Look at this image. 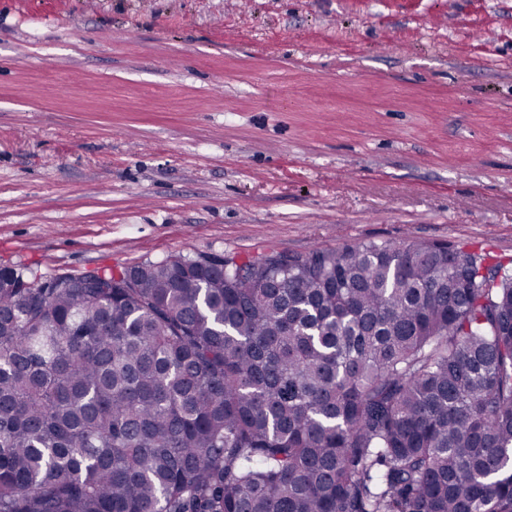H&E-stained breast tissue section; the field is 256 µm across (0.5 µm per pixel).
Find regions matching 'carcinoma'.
<instances>
[{"mask_svg":"<svg viewBox=\"0 0 512 512\" xmlns=\"http://www.w3.org/2000/svg\"><path fill=\"white\" fill-rule=\"evenodd\" d=\"M0 512H512V259L0 268Z\"/></svg>","mask_w":512,"mask_h":512,"instance_id":"cac0c4a2","label":"carcinoma"}]
</instances>
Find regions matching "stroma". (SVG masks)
I'll return each mask as SVG.
<instances>
[{
    "mask_svg": "<svg viewBox=\"0 0 512 512\" xmlns=\"http://www.w3.org/2000/svg\"><path fill=\"white\" fill-rule=\"evenodd\" d=\"M407 238L512 257V0H0V267Z\"/></svg>",
    "mask_w": 512,
    "mask_h": 512,
    "instance_id": "obj_1",
    "label": "stroma"
}]
</instances>
